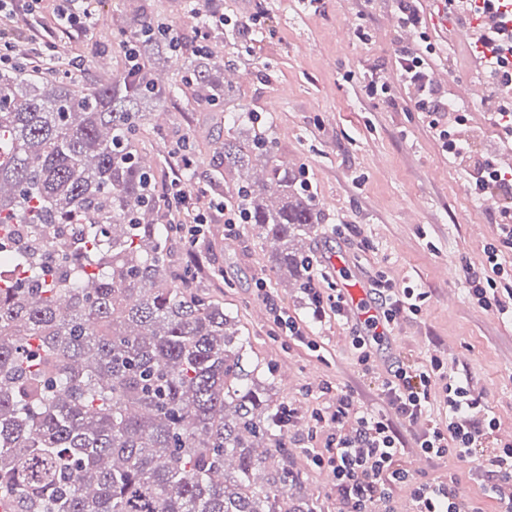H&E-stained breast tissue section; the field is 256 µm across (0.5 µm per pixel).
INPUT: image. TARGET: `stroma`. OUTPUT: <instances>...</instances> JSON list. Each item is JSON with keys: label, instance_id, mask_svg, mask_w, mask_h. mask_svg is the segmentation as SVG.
<instances>
[{"label": "stroma", "instance_id": "1", "mask_svg": "<svg viewBox=\"0 0 512 512\" xmlns=\"http://www.w3.org/2000/svg\"><path fill=\"white\" fill-rule=\"evenodd\" d=\"M122 2L100 0L99 22L89 35L62 29L54 0H43L35 15L0 22V34L21 45L35 34L54 42L53 56L41 60V67L64 70L79 56L85 79L107 77L123 69L122 43L135 28ZM224 10L239 18L265 13L254 58L238 62L251 78L236 83L233 105L271 122L276 154L312 186L324 222L307 240L310 277L320 287H335L326 271L329 254L337 252L365 282L385 278L401 288H423L419 313L399 317L377 345L378 371L397 360L422 365L439 358L449 373L470 378L497 418L498 434L512 433V317L480 308L464 280L465 269L486 266L497 210L471 196L466 162L442 153L424 114L412 110L407 90L397 89L392 103L369 98L364 90L365 75L390 72L396 50L412 41L394 20L393 0H324L316 10L302 0H224ZM422 10L435 48V75L445 90H453L456 81L476 73L474 47L452 41L444 0H427ZM497 105L487 85L468 109L461 133L474 154L492 157L505 146L491 120ZM145 112L142 154L154 165L158 188L174 176L169 151L176 134L192 139L200 172L213 179L221 166L214 141L224 132L213 110L181 93L149 104ZM271 252L269 243L246 228L230 237L223 225L209 224L194 253L179 249L176 262L185 264L193 256L214 273L210 294L232 312L247 337L248 354L262 367L259 382L274 402L296 412L288 448L298 479L288 485L286 498L336 512L331 479L311 462L324 452L330 430L317 427L313 417L346 392L370 410L384 404L375 380L356 365L349 342L353 324L330 314L313 317L304 290L271 270ZM262 282L288 315L308 321L315 348L272 335L270 318H256L253 309L261 302L256 286ZM392 426L405 450L402 463L416 477L453 475L475 512H497L474 474L487 467L486 457L424 459L415 446L420 425L396 420Z\"/></svg>", "mask_w": 512, "mask_h": 512}]
</instances>
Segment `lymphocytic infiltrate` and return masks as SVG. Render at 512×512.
<instances>
[{
    "label": "lymphocytic infiltrate",
    "instance_id": "1",
    "mask_svg": "<svg viewBox=\"0 0 512 512\" xmlns=\"http://www.w3.org/2000/svg\"><path fill=\"white\" fill-rule=\"evenodd\" d=\"M497 7L501 33L495 41L481 42L475 57L482 75L501 98L492 121L512 137V0H499ZM433 51L430 45L398 50V84L415 90L412 107L427 113L429 126L443 152L466 155L470 146L454 131L455 125L464 124L465 119L435 80L427 61ZM395 85L373 72L366 89L369 95L389 102L395 98ZM173 156L177 173L167 185L164 198L175 215L177 231L188 246L197 244L204 225L220 221L225 231L232 233L244 224L242 211L229 207L225 199L209 195L207 182L190 157L187 137L178 139ZM469 188L478 200L488 195L502 197L495 224L501 245L512 248V171L482 160L472 167ZM487 262V271L466 273L468 293L483 309L506 312V303L495 288V277L502 271L496 248H488ZM372 293L382 320L365 321L360 330L354 331L351 345L362 374L376 378L388 410L369 411L344 393L337 396L331 410L314 417L316 423L326 424L332 430L325 452L314 455L312 462L330 473L339 512H397L394 493L406 486L411 489L413 512H471L458 491L455 477L421 481L401 465L403 450L391 424L395 418L410 424L428 419V426L416 435V445L429 457L440 459L451 454L468 461L479 450H487L489 465L481 469L480 476L487 482L498 512H512V442L488 446L490 433L498 422L476 397L470 380L449 375L443 361L436 358L421 366L397 364L383 375L376 371L372 351L382 339L381 328L390 327L401 315L416 313L425 298L424 292L410 286L396 288L389 281L379 280L374 282ZM435 386L440 389L436 396L431 393ZM435 398L446 408L443 416L431 414V401Z\"/></svg>",
    "mask_w": 512,
    "mask_h": 512
}]
</instances>
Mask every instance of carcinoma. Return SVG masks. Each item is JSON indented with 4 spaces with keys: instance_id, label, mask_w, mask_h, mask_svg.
I'll return each mask as SVG.
<instances>
[{
    "instance_id": "obj_1",
    "label": "carcinoma",
    "mask_w": 512,
    "mask_h": 512,
    "mask_svg": "<svg viewBox=\"0 0 512 512\" xmlns=\"http://www.w3.org/2000/svg\"><path fill=\"white\" fill-rule=\"evenodd\" d=\"M139 17L142 67L88 84L26 67L0 71V241L31 226L15 272L0 277V491L12 512H314L284 496L297 478L274 403L256 380L224 305L172 271L154 168L140 152L141 104L170 95L156 80L221 109L235 53L180 49ZM154 34L146 37L143 32ZM215 143L230 206L276 243L273 271L308 284L302 237L322 214L269 127L224 113ZM264 161L265 178L243 170Z\"/></svg>"
}]
</instances>
